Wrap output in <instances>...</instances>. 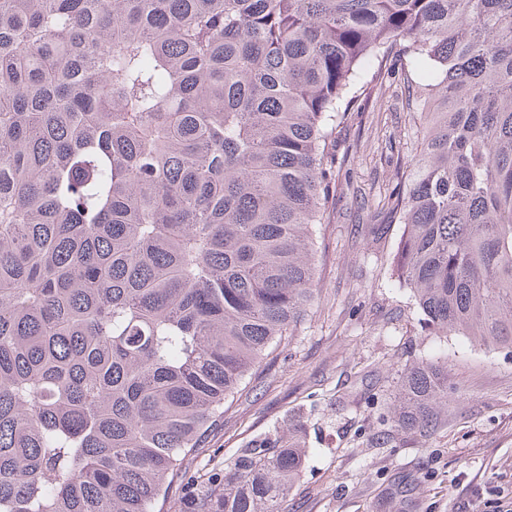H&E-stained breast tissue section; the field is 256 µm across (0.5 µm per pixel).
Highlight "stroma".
<instances>
[{
    "label": "stroma",
    "mask_w": 512,
    "mask_h": 512,
    "mask_svg": "<svg viewBox=\"0 0 512 512\" xmlns=\"http://www.w3.org/2000/svg\"><path fill=\"white\" fill-rule=\"evenodd\" d=\"M412 125L396 88L376 86L334 133L348 163L316 228L317 299L194 453L198 472L299 417L309 453L288 512H512V351L448 336L434 431L388 423L398 374L435 348L410 290L389 285L403 227L372 220L409 162Z\"/></svg>",
    "instance_id": "stroma-1"
}]
</instances>
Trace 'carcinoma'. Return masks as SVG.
I'll return each instance as SVG.
<instances>
[{
    "instance_id": "obj_1",
    "label": "carcinoma",
    "mask_w": 512,
    "mask_h": 512,
    "mask_svg": "<svg viewBox=\"0 0 512 512\" xmlns=\"http://www.w3.org/2000/svg\"><path fill=\"white\" fill-rule=\"evenodd\" d=\"M368 77L421 125L393 285L512 350V0H0V512H287L304 422L187 460L317 297ZM447 398L421 360L393 427Z\"/></svg>"
}]
</instances>
